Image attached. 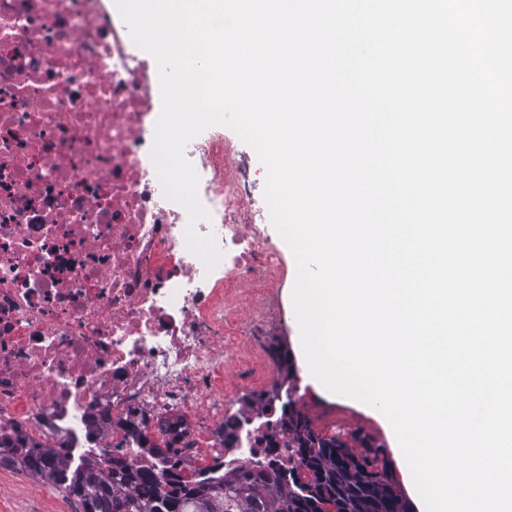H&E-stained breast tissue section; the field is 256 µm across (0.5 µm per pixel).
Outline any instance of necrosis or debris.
<instances>
[{
    "mask_svg": "<svg viewBox=\"0 0 512 512\" xmlns=\"http://www.w3.org/2000/svg\"><path fill=\"white\" fill-rule=\"evenodd\" d=\"M132 47L104 0H0V438L157 477L172 455L185 477L264 464L288 437L237 394L276 377L260 338L288 264L221 131L186 148L220 258L190 249Z\"/></svg>",
    "mask_w": 512,
    "mask_h": 512,
    "instance_id": "4bbe7bcc",
    "label": "necrosis or debris"
}]
</instances>
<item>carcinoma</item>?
<instances>
[{
    "instance_id": "cac0c4a2",
    "label": "carcinoma",
    "mask_w": 512,
    "mask_h": 512,
    "mask_svg": "<svg viewBox=\"0 0 512 512\" xmlns=\"http://www.w3.org/2000/svg\"><path fill=\"white\" fill-rule=\"evenodd\" d=\"M278 366L276 385L291 386L295 366L291 353L271 343ZM280 430L288 433V450L304 466L224 470L214 466L190 479L174 473L161 478L134 470L117 459L102 470L89 461L63 474L64 463H48L44 454L16 458L6 453L15 447L0 442V465L17 464L31 475L51 480L81 512H412L399 484L384 461L385 450L360 432L346 436L315 431L293 401L280 406ZM361 451L350 449L349 442Z\"/></svg>"
}]
</instances>
